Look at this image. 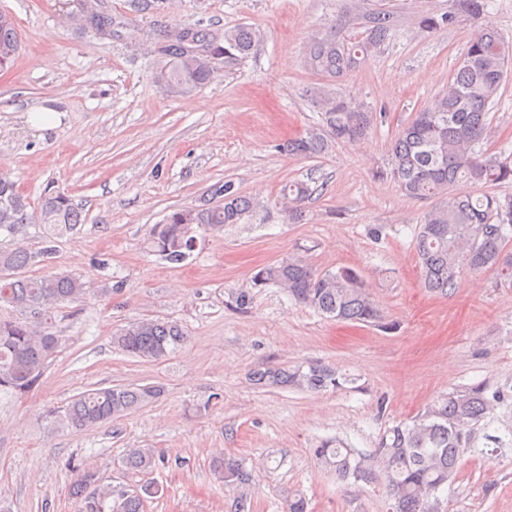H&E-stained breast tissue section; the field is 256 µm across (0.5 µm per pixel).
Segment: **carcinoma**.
<instances>
[{
  "instance_id": "cac0c4a2",
  "label": "carcinoma",
  "mask_w": 512,
  "mask_h": 512,
  "mask_svg": "<svg viewBox=\"0 0 512 512\" xmlns=\"http://www.w3.org/2000/svg\"><path fill=\"white\" fill-rule=\"evenodd\" d=\"M82 8L96 17L95 31L112 30V15L100 13L97 0H80ZM489 0H460V9L478 22L465 46L457 68L432 104L419 112L394 136L387 175L409 200L430 202L424 223L413 238L421 282L430 292L448 293L466 270L490 269L512 278V197L494 192L460 196L451 186L467 179L483 188L512 185V151L503 147L485 156L477 147L491 133L490 111L501 103V87L512 63V42L493 26L482 23ZM452 13L420 16L418 28L438 31L453 24ZM396 18L386 10L362 12L346 7L331 30L311 38L305 53L306 66L339 80L389 42ZM205 42L201 53L178 49L183 29L163 32L159 54L168 63L156 73L164 89L188 94L215 77L214 60L224 58L232 67L245 59L259 40L247 25L224 28L213 36L194 28ZM20 39L13 17L0 11V69L13 65ZM321 112L322 126L288 143V153L317 157L330 142H355L374 126L376 113L322 85L310 90ZM309 181H292L282 189L285 217L301 218V204L315 194ZM215 202L200 208H180L166 215L151 229V243L168 263L180 265L193 252L194 227L221 233L226 224H240L259 208L230 182L211 189ZM83 223L82 213L69 196L52 189L44 192L38 206L18 192L16 182L0 174V232L25 236L31 224L41 229L38 249L0 247V395L26 392L41 381L46 369L64 344L47 326L46 313L61 304L82 301L91 292L90 283L69 272L36 274L31 269L51 258L55 240ZM256 285H273L297 305L312 308L336 321L367 326H385L382 314L370 297L362 276L352 268L321 271L293 257L263 266L253 276ZM186 340L175 322L142 319L120 329L112 343L123 353L146 361L169 356ZM251 381L265 388L324 390L340 386L347 378L321 365L293 368L266 366L251 373ZM160 394L155 385L95 388L78 394L55 412L57 424L93 429L123 418L151 403ZM497 399L487 396V387L477 383L456 389L429 404L411 422H401L386 431L369 457H356L349 448L326 441L313 449L320 462L331 467L341 480L378 481L392 512H438L437 493L448 483L463 449L471 447L477 426ZM150 448H133L123 459L132 471L147 473L156 467ZM215 471L226 485H246L249 475L233 458L216 462ZM72 492L82 501V512H143V500L158 492L152 484L132 493L116 491L103 483L96 470H77Z\"/></svg>"
}]
</instances>
